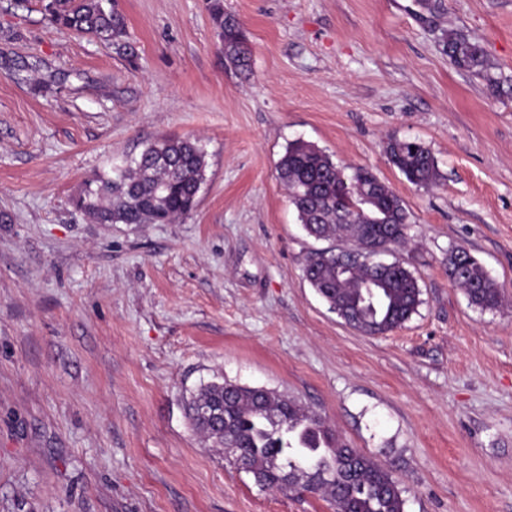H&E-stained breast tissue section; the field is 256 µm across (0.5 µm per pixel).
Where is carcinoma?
Listing matches in <instances>:
<instances>
[{
    "mask_svg": "<svg viewBox=\"0 0 512 512\" xmlns=\"http://www.w3.org/2000/svg\"><path fill=\"white\" fill-rule=\"evenodd\" d=\"M48 24L87 34L126 55L125 22L112 0H42ZM225 59L245 71L250 52L238 20L224 13L222 0H210ZM451 62L484 73L489 63L480 44L448 34ZM391 163L412 184L430 187L441 174L431 151L415 140L387 143ZM205 152L192 138L162 139L116 169L112 178L86 184L75 201L99 224H164L188 214L204 181ZM278 178L304 231L331 245L310 253L303 275L329 309L368 336L392 332L410 320L422 303L418 281L403 259L386 269L373 253L392 252L407 242L410 214L403 200L369 169L351 174L316 146L289 143L277 164ZM352 262L349 274L337 269L336 254ZM448 278L482 308L499 306L498 285L469 251L448 255ZM224 400V426L200 414L210 401ZM192 429L217 448H232L224 461L253 475L262 488L280 489L307 466L312 493L332 502L335 512H406L407 500L392 472L342 442L317 414L287 396L263 387L212 382L186 404Z\"/></svg>",
    "mask_w": 512,
    "mask_h": 512,
    "instance_id": "1",
    "label": "carcinoma"
}]
</instances>
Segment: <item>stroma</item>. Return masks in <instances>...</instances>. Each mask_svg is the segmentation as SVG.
<instances>
[{"label": "stroma", "instance_id": "35a3bbf8", "mask_svg": "<svg viewBox=\"0 0 512 512\" xmlns=\"http://www.w3.org/2000/svg\"><path fill=\"white\" fill-rule=\"evenodd\" d=\"M251 50L227 66L207 0H113L133 53L0 0V512H334L256 485L195 434L212 381L265 387L390 469L406 512H512V0H223ZM478 42L455 67L449 33ZM192 137L206 180L168 224H99L86 182ZM432 152L436 186L389 161ZM366 167L411 214L422 289L367 336L303 276L319 241L277 178L289 143ZM466 248L499 286L448 280ZM447 52L451 62L459 69L487 74L489 63L479 43L457 33H449ZM386 153L391 163L412 184L422 187L437 185L441 174L431 151L415 140H390ZM448 278L456 288L464 291L473 304L485 309L499 306L498 285L465 248H455L449 253Z\"/></svg>", "mask_w": 512, "mask_h": 512}]
</instances>
